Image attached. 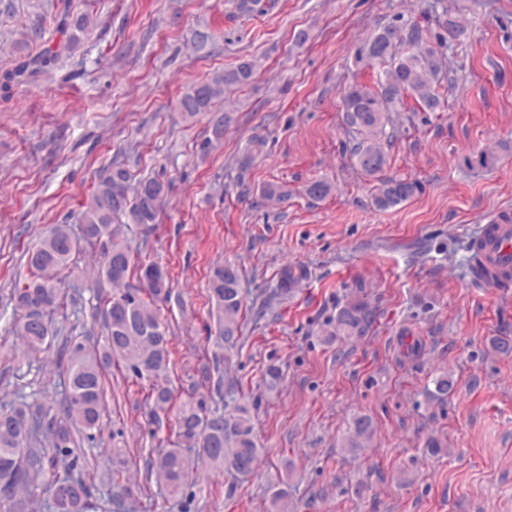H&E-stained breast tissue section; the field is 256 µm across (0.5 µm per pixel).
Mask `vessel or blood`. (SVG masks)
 I'll return each instance as SVG.
<instances>
[{
  "label": "vessel or blood",
  "instance_id": "1",
  "mask_svg": "<svg viewBox=\"0 0 512 512\" xmlns=\"http://www.w3.org/2000/svg\"><path fill=\"white\" fill-rule=\"evenodd\" d=\"M470 248L472 281L502 294L512 292V213L495 214L472 239Z\"/></svg>",
  "mask_w": 512,
  "mask_h": 512
}]
</instances>
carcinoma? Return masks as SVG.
<instances>
[{
	"label": "carcinoma",
	"instance_id": "obj_1",
	"mask_svg": "<svg viewBox=\"0 0 512 512\" xmlns=\"http://www.w3.org/2000/svg\"><path fill=\"white\" fill-rule=\"evenodd\" d=\"M46 7L54 10L51 19L63 40L55 46L44 41L46 16L38 17L12 44L14 65L0 74L3 88L23 84L56 67L63 54L78 42V34L96 23L91 13L76 10L72 0H56ZM446 31L448 38L439 40L436 48L428 40V29L418 21L389 25L374 41L386 40L392 48L390 55H375L373 41L359 50V59L382 68L374 86L354 83L343 94V125L361 135L351 149V156L366 175L375 177L387 165L386 147L392 139V134L386 132L390 112L409 99L413 100L415 112H436L442 108L436 82L443 71V50L448 48L447 40L465 36L467 29L453 17L447 21ZM253 73L254 64L246 61L194 84L180 99L181 112L193 118L211 111L225 91L248 83ZM366 156L373 160L368 167L361 165ZM128 181L127 170L120 165L113 166L92 190L82 215L80 236H74L66 224H55L27 250L32 279L15 289L13 301L20 314L19 335L30 355L50 349L59 333L52 320L65 299L58 275L66 268L80 241L100 245L101 275L118 292L106 300L103 308L105 340L101 347L88 348L74 338L68 340L65 360L61 363L66 375L65 407L61 415L52 416L48 410L33 409L25 403L0 410V481L10 487L8 494L0 495V501L13 503L20 512L38 488L49 494L57 485L71 487L73 494L57 505L48 500L53 512H92L97 508L92 487L83 475L69 472L60 476L55 470L61 464L77 467L78 458L71 453L74 433L92 439L101 431L102 375L112 365V359L122 360L135 377L152 382L148 399L153 401L154 409L164 412L172 400L168 387L160 383L169 364L168 328L143 298L125 288L127 278L135 271L144 292L158 298L169 288L168 275L157 264L135 263L127 248L113 242L120 224L158 223L165 187L156 179H145L131 196ZM331 191V184L322 180L306 187L307 196L314 200L325 198ZM419 192L416 181L380 178L373 202L385 210ZM262 196L276 204H286L291 194L279 184H268ZM240 281L239 269L233 264L218 265L209 276V290L218 304L219 333L227 345L234 344L241 332ZM370 324L371 316L363 305L349 304L336 314L330 335L361 336ZM175 429L179 442L172 448L159 449L149 462L157 482L169 494L184 493L192 485L198 463L204 461L241 479L256 474L262 449L258 447L246 407L220 413L209 410L202 399L184 403L175 416ZM370 431L368 418H355L346 447L351 451L365 447ZM43 433L53 448L51 455L33 447Z\"/></svg>",
	"mask_w": 512,
	"mask_h": 512
}]
</instances>
